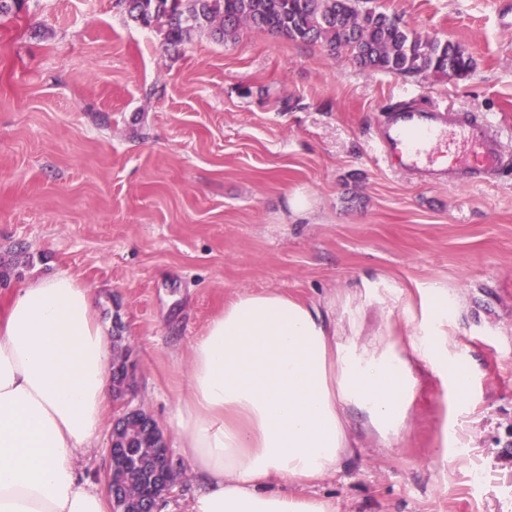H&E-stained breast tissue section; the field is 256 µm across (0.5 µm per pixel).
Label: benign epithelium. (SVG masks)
<instances>
[{"instance_id": "obj_1", "label": "benign epithelium", "mask_w": 512, "mask_h": 512, "mask_svg": "<svg viewBox=\"0 0 512 512\" xmlns=\"http://www.w3.org/2000/svg\"><path fill=\"white\" fill-rule=\"evenodd\" d=\"M134 422L141 427L154 431L160 439L162 448H164V452L155 460V471L152 476L154 485L149 487L148 492L150 498L149 512H158L160 501L170 492L176 482V467L162 430L145 411L139 407L131 406L129 400L123 403L122 414L116 419L112 436L105 448L108 461L104 475L106 493L112 499V512H124V497L113 483V474L118 469L132 472L140 465L139 459L135 458L133 453L120 450V447H122L121 438L127 428Z\"/></svg>"}]
</instances>
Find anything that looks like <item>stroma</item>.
Returning a JSON list of instances; mask_svg holds the SVG:
<instances>
[{
	"mask_svg": "<svg viewBox=\"0 0 512 512\" xmlns=\"http://www.w3.org/2000/svg\"><path fill=\"white\" fill-rule=\"evenodd\" d=\"M372 4L461 44L473 72L404 78L254 28L174 48L115 0H27L0 24V306L59 272L91 288L137 363L134 405L172 443L191 342L226 300L316 304L357 354L396 347L414 388L396 433L348 407L350 448L304 494L512 512V168L428 186L375 142L393 104L442 105L482 113L512 155V0ZM426 332L470 363L465 395L414 354Z\"/></svg>",
	"mask_w": 512,
	"mask_h": 512,
	"instance_id": "stroma-1",
	"label": "stroma"
}]
</instances>
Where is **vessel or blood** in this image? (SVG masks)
<instances>
[{
	"label": "vessel or blood",
	"mask_w": 512,
	"mask_h": 512,
	"mask_svg": "<svg viewBox=\"0 0 512 512\" xmlns=\"http://www.w3.org/2000/svg\"><path fill=\"white\" fill-rule=\"evenodd\" d=\"M460 144L454 165H445L449 134ZM376 143L388 165L410 172L421 183L464 184L474 175L492 178L506 154L495 127L479 113L460 112L445 106L409 107L386 112Z\"/></svg>",
	"instance_id": "b4317fda"
}]
</instances>
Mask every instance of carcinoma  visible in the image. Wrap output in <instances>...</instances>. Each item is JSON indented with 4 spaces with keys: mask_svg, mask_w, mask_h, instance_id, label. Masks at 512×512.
Instances as JSON below:
<instances>
[{
    "mask_svg": "<svg viewBox=\"0 0 512 512\" xmlns=\"http://www.w3.org/2000/svg\"><path fill=\"white\" fill-rule=\"evenodd\" d=\"M369 0H117L142 26L164 32L168 45L186 42L196 29L206 28L219 41L255 28L290 41L319 43L331 53H349L359 66L401 76L442 74L467 77L474 61L458 43L423 38L385 12L367 6ZM129 447L143 459L142 471L125 486L132 512H141L143 486L150 478L156 452L154 434L128 433Z\"/></svg>",
    "mask_w": 512,
    "mask_h": 512,
    "instance_id": "carcinoma-1",
    "label": "carcinoma"
}]
</instances>
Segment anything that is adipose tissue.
<instances>
[{
    "label": "adipose tissue",
    "mask_w": 512,
    "mask_h": 512,
    "mask_svg": "<svg viewBox=\"0 0 512 512\" xmlns=\"http://www.w3.org/2000/svg\"><path fill=\"white\" fill-rule=\"evenodd\" d=\"M413 350L447 366L432 335ZM112 353L96 298L72 275L40 278L0 313V512H106L80 474L113 398ZM411 394L396 351L365 359L336 342L328 312L278 292L239 294L191 345L177 400V446L200 488L188 512H335L292 485L334 472L348 446L344 409L399 430Z\"/></svg>",
    "instance_id": "obj_1"
}]
</instances>
